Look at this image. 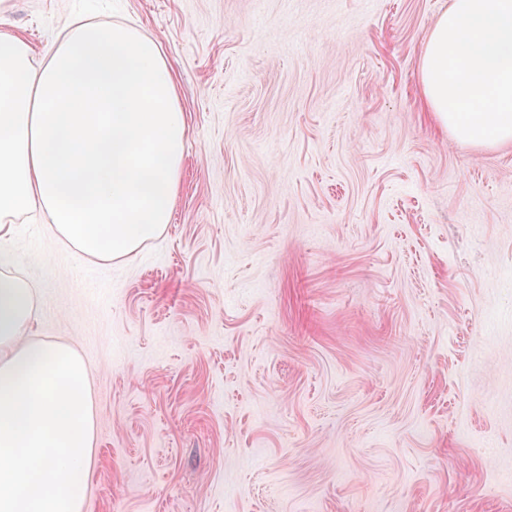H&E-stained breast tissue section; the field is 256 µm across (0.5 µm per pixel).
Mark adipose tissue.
Returning a JSON list of instances; mask_svg holds the SVG:
<instances>
[{
  "mask_svg": "<svg viewBox=\"0 0 512 512\" xmlns=\"http://www.w3.org/2000/svg\"><path fill=\"white\" fill-rule=\"evenodd\" d=\"M179 86L158 42L73 25L43 58L0 32V241L36 216L90 260L169 224L185 154ZM36 290L0 271V512H82L96 412L74 348L30 339Z\"/></svg>",
  "mask_w": 512,
  "mask_h": 512,
  "instance_id": "adipose-tissue-1",
  "label": "adipose tissue"
}]
</instances>
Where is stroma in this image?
Instances as JSON below:
<instances>
[{
	"mask_svg": "<svg viewBox=\"0 0 512 512\" xmlns=\"http://www.w3.org/2000/svg\"><path fill=\"white\" fill-rule=\"evenodd\" d=\"M450 0H11L133 25L188 137L161 236L98 262L19 225L33 339L90 373L95 512H512V143L420 68Z\"/></svg>",
	"mask_w": 512,
	"mask_h": 512,
	"instance_id": "obj_1",
	"label": "stroma"
}]
</instances>
